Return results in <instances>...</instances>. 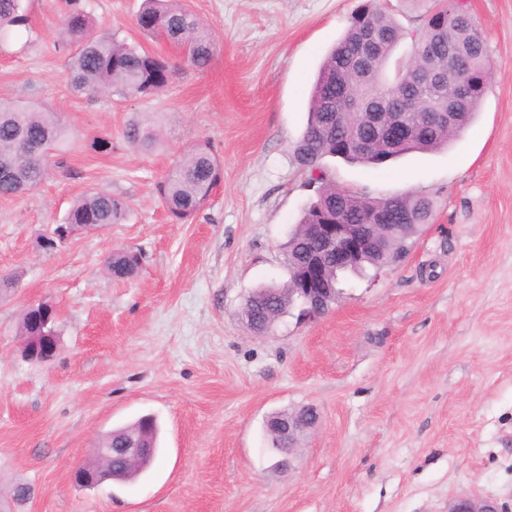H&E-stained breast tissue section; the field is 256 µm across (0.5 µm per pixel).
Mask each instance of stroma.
<instances>
[{
  "label": "stroma",
  "mask_w": 512,
  "mask_h": 512,
  "mask_svg": "<svg viewBox=\"0 0 512 512\" xmlns=\"http://www.w3.org/2000/svg\"><path fill=\"white\" fill-rule=\"evenodd\" d=\"M492 78L473 126L448 148L384 168L330 158L337 185L382 198L425 195L431 224L399 262L346 276L317 322L283 315L252 334L249 292L288 280L282 246L315 189L293 150L326 50L358 0H189L215 44L206 71L176 75L155 99L75 92L56 44L62 0H29L30 29L0 47V101L51 107L69 136L66 169L0 196V495L33 486L27 512H448L458 497L512 512V0H469ZM143 0H85L110 33L144 38ZM165 113L162 148L123 139ZM112 136V152L86 148ZM224 176L207 205L172 223L155 185L196 141ZM124 198L122 223L40 244L71 203ZM138 276L104 269L118 249ZM60 313V351L24 361L31 303ZM314 407L295 467L277 468L264 422ZM155 415L162 456L132 483L77 486L74 469L110 430ZM105 263L108 273L119 280L136 276L140 267L138 254L128 249L113 251L106 257Z\"/></svg>",
  "instance_id": "35a3bbf8"
}]
</instances>
